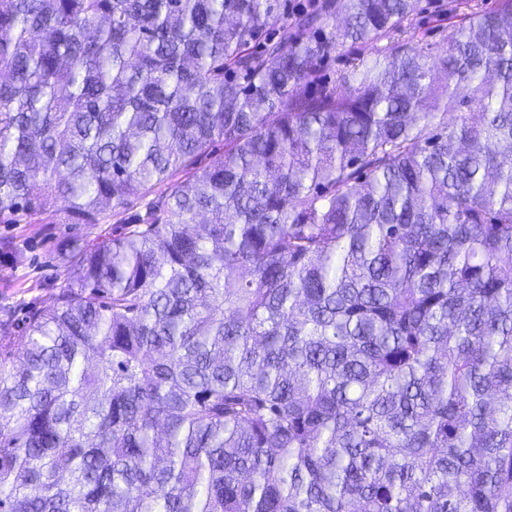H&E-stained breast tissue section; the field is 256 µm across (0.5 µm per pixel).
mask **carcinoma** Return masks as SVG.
Wrapping results in <instances>:
<instances>
[{
    "label": "carcinoma",
    "instance_id": "obj_1",
    "mask_svg": "<svg viewBox=\"0 0 512 512\" xmlns=\"http://www.w3.org/2000/svg\"><path fill=\"white\" fill-rule=\"evenodd\" d=\"M421 11L0 0V223L166 185L0 306V512H512V0ZM422 4L428 7V10L419 17L421 31L427 33L431 41L442 44L451 30V25L459 18L448 19L446 13L437 11L434 3L426 5L427 2H423Z\"/></svg>",
    "mask_w": 512,
    "mask_h": 512
}]
</instances>
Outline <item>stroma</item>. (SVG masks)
Masks as SVG:
<instances>
[{
    "mask_svg": "<svg viewBox=\"0 0 512 512\" xmlns=\"http://www.w3.org/2000/svg\"><path fill=\"white\" fill-rule=\"evenodd\" d=\"M145 200L135 199L99 224L68 223L62 204H54L35 220L0 224V239L13 241L8 255H0V304L25 311L28 305L51 307L64 284L57 255L73 240L95 243L115 234L125 219L144 212Z\"/></svg>",
    "mask_w": 512,
    "mask_h": 512,
    "instance_id": "stroma-1",
    "label": "stroma"
}]
</instances>
